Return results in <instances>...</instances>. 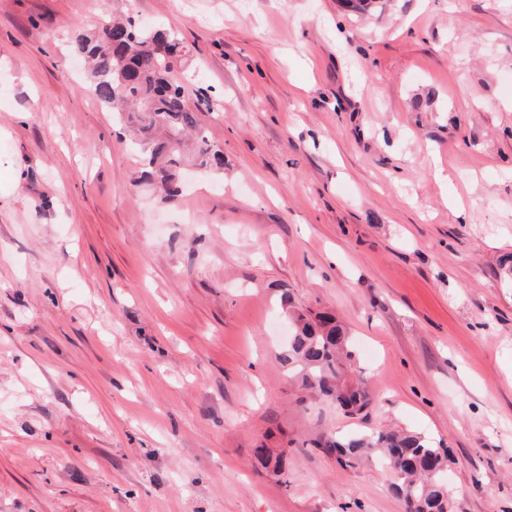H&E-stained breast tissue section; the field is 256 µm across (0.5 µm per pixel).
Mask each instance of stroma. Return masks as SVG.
Wrapping results in <instances>:
<instances>
[{"instance_id": "1", "label": "stroma", "mask_w": 512, "mask_h": 512, "mask_svg": "<svg viewBox=\"0 0 512 512\" xmlns=\"http://www.w3.org/2000/svg\"><path fill=\"white\" fill-rule=\"evenodd\" d=\"M106 14L179 33L223 175L143 179L73 52ZM285 295L362 414L278 359ZM384 427L512 512V0H0V512H405L312 445ZM293 321L294 334L280 360L302 375L303 386L336 404L347 414H360L372 404L367 383L355 378L356 361L352 336L325 313L304 314L284 298Z\"/></svg>"}]
</instances>
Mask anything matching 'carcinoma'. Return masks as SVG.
<instances>
[{
	"label": "carcinoma",
	"mask_w": 512,
	"mask_h": 512,
	"mask_svg": "<svg viewBox=\"0 0 512 512\" xmlns=\"http://www.w3.org/2000/svg\"><path fill=\"white\" fill-rule=\"evenodd\" d=\"M87 60L89 91L120 119L136 126L145 156L144 177L168 199L178 193L177 176L186 158L206 171L224 170L222 151L199 129L198 113L187 103L194 87L172 79L189 52L179 38L152 29L133 17L105 19L90 36L77 38ZM294 334L280 360L302 375L303 386L336 404L347 414H360L372 404L367 383L355 377L353 339L325 313L304 314L284 300ZM336 451V460L350 468L380 456L391 473L388 488L407 512H449L448 487L441 474L448 449L412 431L379 429L339 439L313 441Z\"/></svg>",
	"instance_id": "obj_1"
}]
</instances>
